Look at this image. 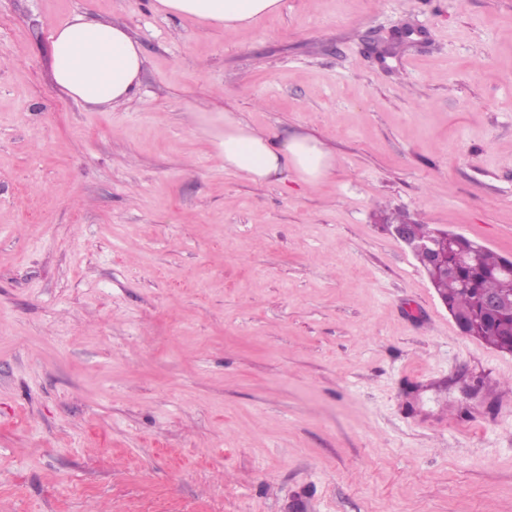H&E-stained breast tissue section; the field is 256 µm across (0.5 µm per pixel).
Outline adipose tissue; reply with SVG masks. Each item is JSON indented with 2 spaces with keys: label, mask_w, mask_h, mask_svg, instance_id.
<instances>
[{
  "label": "adipose tissue",
  "mask_w": 512,
  "mask_h": 512,
  "mask_svg": "<svg viewBox=\"0 0 512 512\" xmlns=\"http://www.w3.org/2000/svg\"><path fill=\"white\" fill-rule=\"evenodd\" d=\"M281 0H152L155 13L192 17L231 32L279 11ZM49 75L73 100L104 105L131 99L141 84L145 57L140 44L118 24L82 15L71 17L49 36ZM222 131L213 136L226 171L256 184L297 174L314 183L332 176L336 158L321 142L293 134L276 140L224 112Z\"/></svg>",
  "instance_id": "ef3b65f1"
}]
</instances>
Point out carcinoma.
<instances>
[{
	"instance_id": "1",
	"label": "carcinoma",
	"mask_w": 512,
	"mask_h": 512,
	"mask_svg": "<svg viewBox=\"0 0 512 512\" xmlns=\"http://www.w3.org/2000/svg\"><path fill=\"white\" fill-rule=\"evenodd\" d=\"M454 250L463 255L456 275L433 281V287L447 303L448 311L474 316L465 328L467 335L512 352V335H508L512 314L506 312L497 321L477 312L481 296L512 297V260L467 237Z\"/></svg>"
}]
</instances>
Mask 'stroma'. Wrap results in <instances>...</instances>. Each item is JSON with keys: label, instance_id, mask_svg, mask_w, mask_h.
<instances>
[{"label": "stroma", "instance_id": "1", "mask_svg": "<svg viewBox=\"0 0 512 512\" xmlns=\"http://www.w3.org/2000/svg\"><path fill=\"white\" fill-rule=\"evenodd\" d=\"M138 92L53 86L72 15ZM336 157L224 169L223 112ZM512 258V0H0V512H512V353L462 334L386 215ZM281 0H152L151 9L166 17H193L201 23L226 32L251 24L257 18L274 14ZM49 75L77 102L104 105L131 99L145 57L122 25L74 15L49 36Z\"/></svg>", "mask_w": 512, "mask_h": 512}]
</instances>
